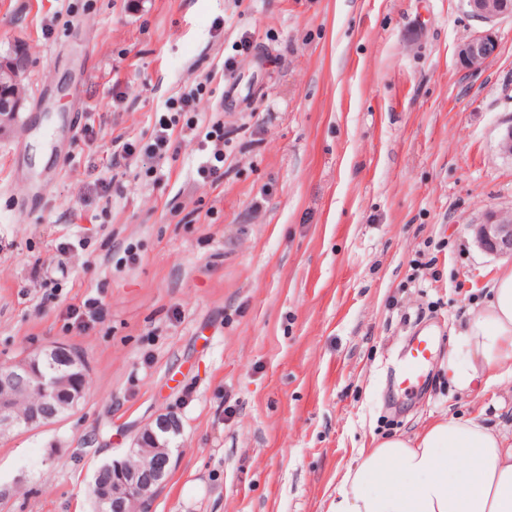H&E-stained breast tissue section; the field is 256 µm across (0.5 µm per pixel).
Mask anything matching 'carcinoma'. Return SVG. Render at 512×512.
Listing matches in <instances>:
<instances>
[{"label":"carcinoma","instance_id":"carcinoma-1","mask_svg":"<svg viewBox=\"0 0 512 512\" xmlns=\"http://www.w3.org/2000/svg\"><path fill=\"white\" fill-rule=\"evenodd\" d=\"M37 369L53 379V385L44 391L37 388L31 370L0 371V401L11 403L22 428L55 421L72 410L90 388L87 363L73 348L38 361Z\"/></svg>","mask_w":512,"mask_h":512}]
</instances>
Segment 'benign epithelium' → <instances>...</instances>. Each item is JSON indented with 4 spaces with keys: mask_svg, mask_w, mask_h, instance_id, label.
Wrapping results in <instances>:
<instances>
[{
    "mask_svg": "<svg viewBox=\"0 0 512 512\" xmlns=\"http://www.w3.org/2000/svg\"><path fill=\"white\" fill-rule=\"evenodd\" d=\"M467 13L486 24V29L463 42L458 49V60L467 71L486 67L495 57L498 44L494 27L497 21L512 18V0H465ZM0 71L9 75L5 90L0 91V118L6 120L21 111L24 95L23 70L11 58L0 59ZM477 246L492 255L512 256V209L492 213L484 224H470ZM140 470L156 469L155 478L149 483L139 480V470L129 469L126 463L114 461L116 474L112 479V512H129L127 500L136 495L141 503H147L164 483L167 472L157 462L170 464L171 449L162 446L139 449Z\"/></svg>",
    "mask_w": 512,
    "mask_h": 512,
    "instance_id": "1",
    "label": "benign epithelium"
}]
</instances>
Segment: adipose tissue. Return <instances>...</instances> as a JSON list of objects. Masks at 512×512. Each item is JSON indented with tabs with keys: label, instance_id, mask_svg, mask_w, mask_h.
<instances>
[{
	"label": "adipose tissue",
	"instance_id": "adipose-tissue-1",
	"mask_svg": "<svg viewBox=\"0 0 512 512\" xmlns=\"http://www.w3.org/2000/svg\"><path fill=\"white\" fill-rule=\"evenodd\" d=\"M441 368L461 396L512 377V266L493 273ZM326 512H512V435L442 415L409 436L372 438L337 473Z\"/></svg>",
	"mask_w": 512,
	"mask_h": 512
}]
</instances>
